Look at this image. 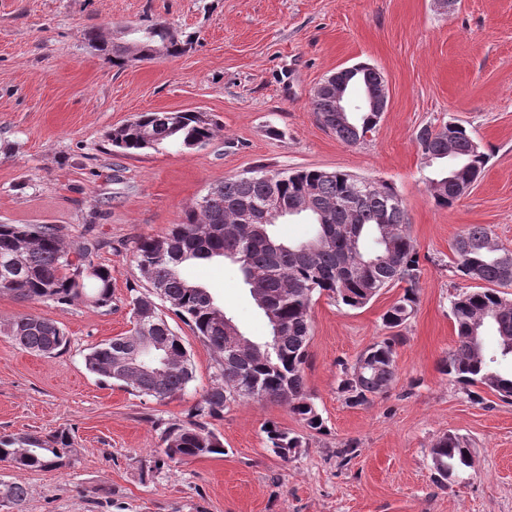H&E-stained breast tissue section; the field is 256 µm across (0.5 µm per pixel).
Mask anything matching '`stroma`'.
<instances>
[{
    "label": "stroma",
    "mask_w": 512,
    "mask_h": 512,
    "mask_svg": "<svg viewBox=\"0 0 512 512\" xmlns=\"http://www.w3.org/2000/svg\"><path fill=\"white\" fill-rule=\"evenodd\" d=\"M161 22L194 34L183 54L118 68L84 38ZM367 63L389 100L376 130L348 145L317 121L315 88ZM202 111L217 122L201 148L129 155L108 134L142 112ZM453 121L489 160L453 206L435 204L417 131ZM264 166L341 170L391 184L408 211L422 274L415 312L396 349L395 378L367 406L338 389L343 365L386 336L383 313L402 293L382 291L350 309L327 296L311 311L307 388L326 430L287 406L231 403L210 420L224 452L163 462L162 432L187 420L214 376L191 328L168 321L191 354L194 379L160 402L101 381L89 349L132 327L144 281L132 264L141 237L164 233L224 179ZM51 224L86 233L91 258L112 269V308L0 294V326L21 314L55 321L68 344L52 357L0 335V434L61 431L70 464L0 465V480L29 488L23 512H512V403L462 393L439 364L456 346L452 243L487 226L512 248V0H0V224ZM186 278L207 288L252 340L267 337L238 267L198 261ZM278 423L303 440L289 458L269 448ZM466 437L474 465L438 483L432 444ZM353 444L352 453L339 449Z\"/></svg>",
    "instance_id": "1"
}]
</instances>
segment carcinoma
I'll return each mask as SVG.
<instances>
[{
	"instance_id": "carcinoma-1",
	"label": "carcinoma",
	"mask_w": 512,
	"mask_h": 512,
	"mask_svg": "<svg viewBox=\"0 0 512 512\" xmlns=\"http://www.w3.org/2000/svg\"><path fill=\"white\" fill-rule=\"evenodd\" d=\"M151 34L134 29L106 40L98 31L87 41L112 64L122 66L132 55L141 60L175 57L192 36L169 38L168 27L147 25ZM320 124L348 145L363 143L379 124L382 113L364 109L341 114L331 95L313 97ZM216 122L205 112H144L112 129V145L128 154L176 145L195 149L214 136ZM422 155L431 154L427 185L437 206L448 208L460 197V186L474 183L487 165L482 149L462 125L446 122L417 133ZM455 152L448 154V143ZM362 178L340 170L305 169L292 172L257 167L224 179L201 201L188 207L179 222L158 236L140 239L132 262L147 284V293L131 298L132 328L100 343L85 356L86 368L100 379L124 386L140 396L165 400L183 392L193 380L190 353L171 328L160 304L168 305L191 327L213 354L216 374L187 422L172 424L162 434L163 454L171 461L219 455L221 439L207 419L219 418L230 403L285 404L311 431L326 429L324 419L306 389L304 370L311 335L314 296L326 295L350 309L366 306L386 288L403 286V294L382 315L393 334L373 343L343 370L339 389L352 407L365 406L393 382L396 347L415 311L422 268L409 233L407 210L395 188L381 181L359 192ZM304 215L316 226L302 242L281 240L274 226L281 219ZM374 246L365 247L367 238ZM96 245L84 234L65 238L49 224H0V293L34 302L60 305L86 303L112 310V268L96 264ZM456 272L480 286L452 296L451 316L457 346L441 361L440 371L465 393L477 386L512 402V373L500 368L512 360V249L499 245L481 224L467 228L452 244ZM224 258L238 264L243 282L265 316L268 337L255 342L244 336L205 288L189 282L185 264ZM91 269L78 282L76 273ZM498 339L497 352L481 346L487 329ZM0 333L19 349L51 357L67 345L54 321L20 315ZM153 366L131 365L134 357ZM171 362L164 365L161 359ZM274 454L286 460L302 446L276 423L264 429ZM69 433L45 439L31 434L0 435V463L18 470L58 469L70 463ZM467 439L448 434L430 448L441 481L453 479L473 464ZM29 495L20 481H0V503L21 510Z\"/></svg>"
}]
</instances>
